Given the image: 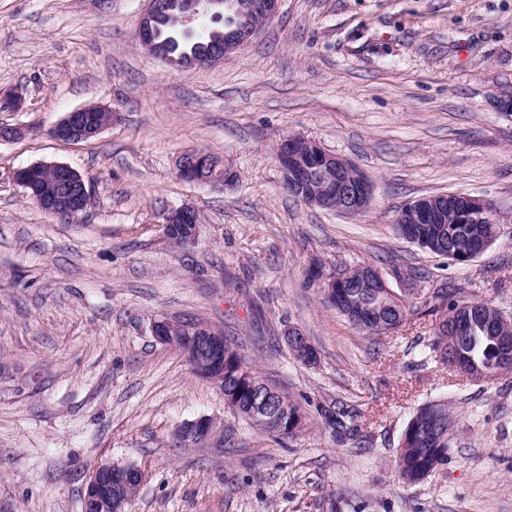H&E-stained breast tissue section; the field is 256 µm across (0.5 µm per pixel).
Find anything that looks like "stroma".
I'll return each instance as SVG.
<instances>
[{
	"label": "stroma",
	"mask_w": 512,
	"mask_h": 512,
	"mask_svg": "<svg viewBox=\"0 0 512 512\" xmlns=\"http://www.w3.org/2000/svg\"><path fill=\"white\" fill-rule=\"evenodd\" d=\"M145 0H0V512H81L98 464L140 468L128 512H512V374L473 384L428 355L440 312L427 292L512 315V0H282L221 62L174 69L136 38ZM99 104L112 123L63 143L51 128ZM300 134L373 183L356 215L288 195L276 160ZM218 157L225 188L180 180L181 154ZM60 162L91 188L85 213L43 212L14 170ZM461 192L498 208L497 238L471 265L395 234L406 203ZM199 210L198 240L172 247L164 220ZM369 265L412 305L370 337L309 281L314 266ZM218 329L244 362L299 405L274 441L230 413L155 318ZM307 336L297 362L288 330ZM446 401L448 462L417 484L395 470L416 409ZM343 410L337 436L319 408ZM222 445L174 447L199 416Z\"/></svg>",
	"instance_id": "obj_1"
}]
</instances>
